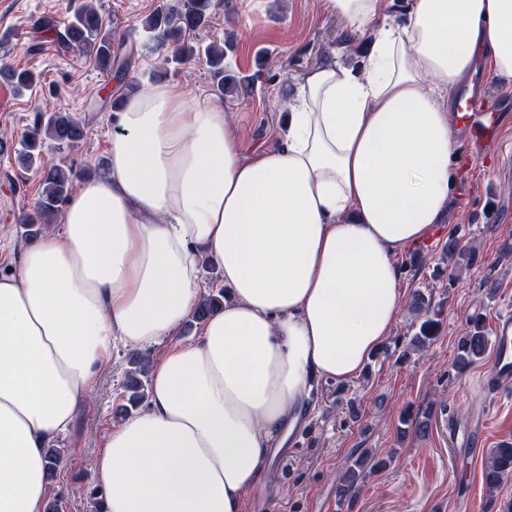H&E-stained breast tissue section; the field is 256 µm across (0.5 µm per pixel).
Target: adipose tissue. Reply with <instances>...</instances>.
Returning a JSON list of instances; mask_svg holds the SVG:
<instances>
[{"label": "adipose tissue", "instance_id": "obj_1", "mask_svg": "<svg viewBox=\"0 0 512 512\" xmlns=\"http://www.w3.org/2000/svg\"><path fill=\"white\" fill-rule=\"evenodd\" d=\"M373 44L309 70L273 147L245 151L218 102L159 83L125 96L104 173L0 271V512H45L48 446L116 344L158 347L143 410L93 464L106 512H244L308 410L388 337L394 256L456 183L449 91L512 76V0H325ZM213 262L223 310L180 339Z\"/></svg>", "mask_w": 512, "mask_h": 512}]
</instances>
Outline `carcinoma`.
<instances>
[{
    "label": "carcinoma",
    "instance_id": "cac0c4a2",
    "mask_svg": "<svg viewBox=\"0 0 512 512\" xmlns=\"http://www.w3.org/2000/svg\"><path fill=\"white\" fill-rule=\"evenodd\" d=\"M210 0H170L161 8L150 13L141 21L142 28L151 34L156 42L164 46H175L172 54L165 58L168 63H182L195 54H204L206 62L218 77L220 91H225L224 84V46L210 42L202 48L185 43L186 35L206 26L209 21ZM39 25L56 29L57 41L62 49L74 54L89 56L104 73L105 80L94 91L98 97L110 102L117 108L119 100L114 98L112 85H121L130 70L132 54L122 52V46L115 45L112 28L106 23L95 4L87 2L76 8L72 16L57 28L56 21L45 18ZM0 79L9 83L17 94L31 90L36 78L28 69H17L9 65L0 66ZM87 124L69 112L48 113L39 110L35 113L32 125L17 143L0 140V155L14 163L21 170L36 171L40 174L41 191L39 200L22 222L25 233L33 237L43 229L55 223L60 207L69 200L75 181L81 178L71 168L60 165L48 166L43 163L45 145L53 144L56 150L71 149L86 137ZM476 252L473 247L464 244L458 238L448 242V260L457 265H468L474 260ZM224 290L212 291L202 297L197 305L193 320H205L212 312L223 306ZM437 321L431 317L424 319L418 333L412 338L411 350L417 351L433 338ZM489 345L485 334V325L481 316L469 319V328L458 343L455 365L465 368L484 357ZM149 384V361L143 357H134L129 362L125 374V396L123 403L115 409V417L125 419L133 414L146 400ZM48 479L56 477L58 469L65 460L66 449L50 445L48 450ZM384 465L361 455L355 458L346 469L338 486V493L346 496L364 480L367 469ZM512 480V438L501 441L491 452L484 471L485 484L494 489L503 482Z\"/></svg>",
    "mask_w": 512,
    "mask_h": 512
}]
</instances>
